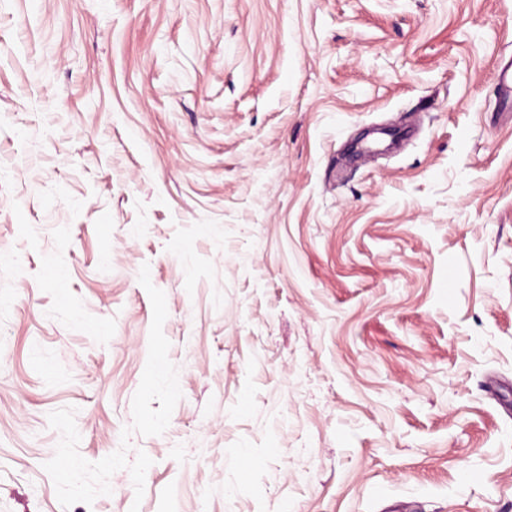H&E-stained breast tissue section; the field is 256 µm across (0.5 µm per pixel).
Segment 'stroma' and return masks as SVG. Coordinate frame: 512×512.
Listing matches in <instances>:
<instances>
[{
    "label": "stroma",
    "instance_id": "1",
    "mask_svg": "<svg viewBox=\"0 0 512 512\" xmlns=\"http://www.w3.org/2000/svg\"><path fill=\"white\" fill-rule=\"evenodd\" d=\"M510 63L512 0H0V512H512Z\"/></svg>",
    "mask_w": 512,
    "mask_h": 512
}]
</instances>
